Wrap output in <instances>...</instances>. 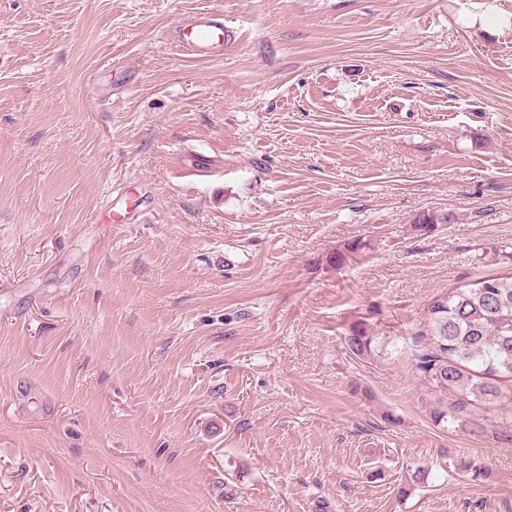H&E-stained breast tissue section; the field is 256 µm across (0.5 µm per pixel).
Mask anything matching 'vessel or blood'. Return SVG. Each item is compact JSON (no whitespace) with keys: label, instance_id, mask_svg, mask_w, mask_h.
Instances as JSON below:
<instances>
[{"label":"vessel or blood","instance_id":"b4317fda","mask_svg":"<svg viewBox=\"0 0 512 512\" xmlns=\"http://www.w3.org/2000/svg\"><path fill=\"white\" fill-rule=\"evenodd\" d=\"M234 37L224 24L223 15L201 12L183 18L175 29L173 41L181 51L207 59L224 56V46Z\"/></svg>","mask_w":512,"mask_h":512}]
</instances>
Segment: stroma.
<instances>
[{
  "mask_svg": "<svg viewBox=\"0 0 512 512\" xmlns=\"http://www.w3.org/2000/svg\"><path fill=\"white\" fill-rule=\"evenodd\" d=\"M202 10L223 59L169 38ZM504 18L0 0V512H512V427L437 422L412 357L512 272ZM345 343L350 352L357 356H363L370 351L372 337L365 323L358 322L350 327L349 334L345 337Z\"/></svg>",
  "mask_w": 512,
  "mask_h": 512,
  "instance_id": "obj_1",
  "label": "stroma"
}]
</instances>
